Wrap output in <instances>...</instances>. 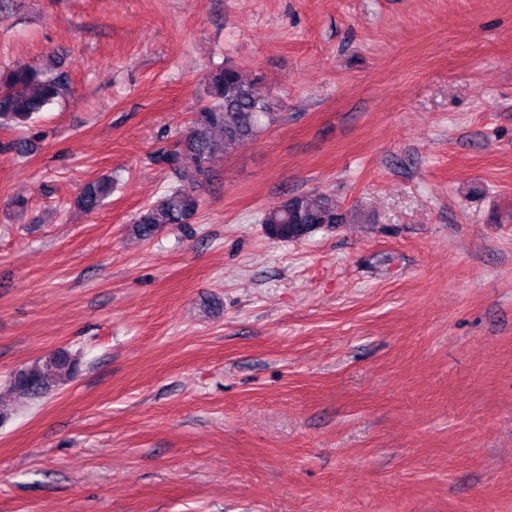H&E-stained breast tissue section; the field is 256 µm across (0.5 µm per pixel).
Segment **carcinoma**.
Instances as JSON below:
<instances>
[{
	"instance_id": "carcinoma-1",
	"label": "carcinoma",
	"mask_w": 512,
	"mask_h": 512,
	"mask_svg": "<svg viewBox=\"0 0 512 512\" xmlns=\"http://www.w3.org/2000/svg\"><path fill=\"white\" fill-rule=\"evenodd\" d=\"M206 86L209 101L195 112L182 147L158 156V162L174 172L191 168L204 181L210 178L215 160L224 156L227 149L255 141L276 118L272 102L261 96L255 82L243 78L231 62L212 68ZM69 92V78L56 65L0 69V125H28ZM111 192L110 179L89 183L77 204L84 211L93 212ZM199 207L194 189L171 186L158 200L136 213L134 232L149 240L165 226L190 223ZM344 221L335 198L301 193L265 210L259 223L268 238L288 242L302 241L322 227ZM75 371L76 363L67 352H54L19 369L11 379L10 389L22 398H38Z\"/></svg>"
}]
</instances>
